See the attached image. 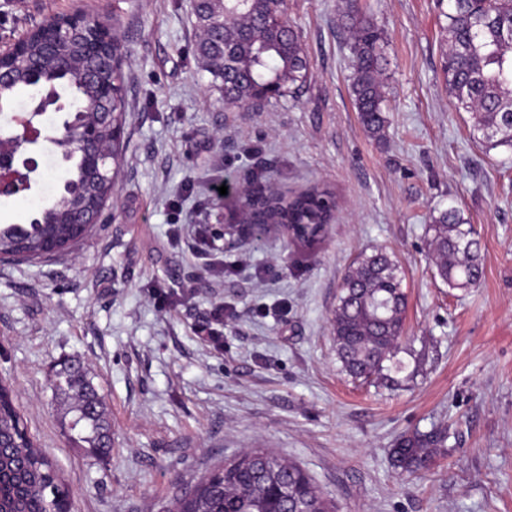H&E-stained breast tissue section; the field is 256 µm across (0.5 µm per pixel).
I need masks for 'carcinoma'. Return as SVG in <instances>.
I'll list each match as a JSON object with an SVG mask.
<instances>
[{
	"mask_svg": "<svg viewBox=\"0 0 512 512\" xmlns=\"http://www.w3.org/2000/svg\"><path fill=\"white\" fill-rule=\"evenodd\" d=\"M286 0H196L192 15L202 37L195 55L224 104L238 106L279 96L308 76V63L298 33L288 23ZM448 89L458 110L472 114L471 135L488 149L512 150V0H450L447 14ZM351 33V91L368 134L382 138L387 124L383 74L384 42L379 28L360 12L358 2L339 14ZM46 32H30L14 53L0 59L13 73L0 85V118L9 120L17 105L36 102L49 87L70 91V100L85 113L99 110L101 88L82 76L83 46L62 42L55 55L44 51ZM124 44L112 27V111L125 119ZM63 191L48 206L31 207L36 224H0V259L48 257L51 242L62 254L73 250L93 230L71 223L79 208H95L110 198L114 169L109 162L90 176L84 158L73 152ZM331 190L315 184L293 197L268 196L253 209H240L247 224H297L295 240L313 242L334 219ZM431 244L439 277L451 288L479 283L483 273L481 245L473 225L451 208L432 217ZM404 273L393 254L375 248L348 267L334 311L333 332L342 369L354 381H369L397 359L407 308ZM391 366H385V363ZM53 396L71 444L97 457L112 451V426L103 398L85 367L65 359L52 370ZM443 431L415 432L392 449L393 465L403 473L428 470L445 448ZM294 487L295 502L313 512H337L311 477L298 465L263 449L245 451L214 466L191 490L178 497L173 512H293L285 488ZM0 512H68L64 483L48 456L31 440L8 386L0 388Z\"/></svg>",
	"mask_w": 512,
	"mask_h": 512,
	"instance_id": "1",
	"label": "carcinoma"
}]
</instances>
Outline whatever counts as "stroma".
<instances>
[{"label":"stroma","mask_w":512,"mask_h":512,"mask_svg":"<svg viewBox=\"0 0 512 512\" xmlns=\"http://www.w3.org/2000/svg\"><path fill=\"white\" fill-rule=\"evenodd\" d=\"M344 0H287L306 83L225 108L194 53L190 0H0V51L50 18L118 22L128 51L125 151L115 209L70 253L0 261V378L57 464L73 512H164L214 465L247 448L299 464L339 512H512V151L473 140L443 73L448 0H360L380 29L388 124L370 137L350 86ZM50 158L28 195L0 196V224L49 203ZM224 183L219 195L211 187ZM328 184L336 217L311 244L271 232L229 247L223 282L199 275L188 227L235 218L242 189L294 195ZM458 209L483 276L436 273L432 213ZM386 248L407 311L392 380L353 381L336 356L339 284L361 252ZM224 309L220 345L196 325ZM81 362L112 423V453L72 447L51 370ZM448 431L430 471L391 465L401 436Z\"/></svg>","instance_id":"1"}]
</instances>
